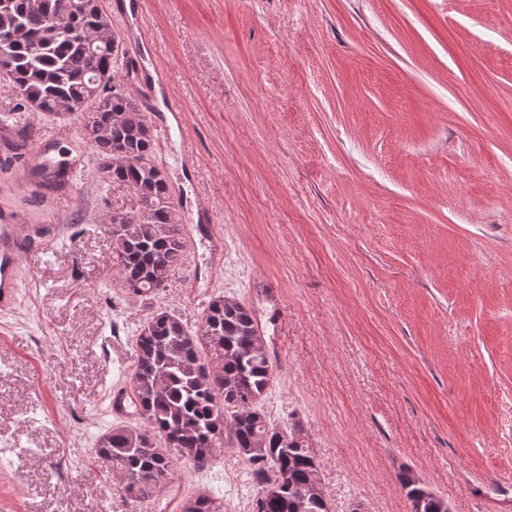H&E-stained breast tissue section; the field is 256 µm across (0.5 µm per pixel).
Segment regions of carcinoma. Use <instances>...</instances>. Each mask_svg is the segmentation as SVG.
<instances>
[{
    "instance_id": "carcinoma-1",
    "label": "carcinoma",
    "mask_w": 512,
    "mask_h": 512,
    "mask_svg": "<svg viewBox=\"0 0 512 512\" xmlns=\"http://www.w3.org/2000/svg\"><path fill=\"white\" fill-rule=\"evenodd\" d=\"M121 46L100 0H0V72L19 105L77 114L109 182L134 190L138 208L107 223L119 287L145 298L167 288L186 243L169 183L154 160L142 105L113 81L112 55L92 58L89 43ZM130 399L141 420L102 434L95 456L136 502L158 499L183 460L205 464L224 448L247 460L257 512H330L319 463L302 429L275 424L260 406L275 366L253 312L214 296L196 328L157 310L135 339ZM410 512H443L445 502L409 470L398 476ZM182 512H224V498L202 492Z\"/></svg>"
}]
</instances>
